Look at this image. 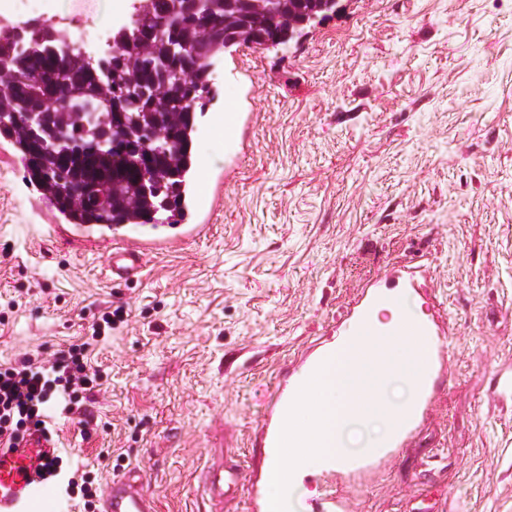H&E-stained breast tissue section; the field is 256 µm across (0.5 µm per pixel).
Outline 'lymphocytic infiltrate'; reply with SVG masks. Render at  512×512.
<instances>
[{
    "label": "lymphocytic infiltrate",
    "mask_w": 512,
    "mask_h": 512,
    "mask_svg": "<svg viewBox=\"0 0 512 512\" xmlns=\"http://www.w3.org/2000/svg\"><path fill=\"white\" fill-rule=\"evenodd\" d=\"M125 305L105 308L91 336L49 356L24 354L0 366V445L17 446L32 430L44 428V409L64 400L69 412L87 414L95 399L96 375L91 359L106 328L125 322ZM62 479L68 499L82 498L83 512H95L98 491L90 473H78L60 449H52L49 462L38 469Z\"/></svg>",
    "instance_id": "lymphocytic-infiltrate-1"
}]
</instances>
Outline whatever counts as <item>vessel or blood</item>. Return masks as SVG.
I'll return each mask as SVG.
<instances>
[{"mask_svg":"<svg viewBox=\"0 0 512 512\" xmlns=\"http://www.w3.org/2000/svg\"><path fill=\"white\" fill-rule=\"evenodd\" d=\"M55 242L64 247L106 248V269L112 284H121L140 276L147 255L176 251L207 236L208 224H55ZM405 290H371L349 312L343 323L347 336H384L388 330L376 322L372 313L377 307L403 311ZM414 340L407 354L418 357L422 373L418 380V401L403 417L401 432L382 441L377 457L389 456L391 449L408 443L417 429L429 418V403L444 373L446 345L440 341L435 318L414 325ZM290 396L273 391L267 412L257 434L267 448L277 445L288 410ZM50 441L45 434L32 432L15 448L0 447V512H69L53 478L36 474ZM265 473L243 470L237 462L208 467L199 477L196 492L209 507L208 512H238L240 492H248L251 512H266ZM100 512H158L157 499L143 470L131 467L113 476L101 502Z\"/></svg>","mask_w":512,"mask_h":512,"instance_id":"b4317fda","label":"vessel or blood"}]
</instances>
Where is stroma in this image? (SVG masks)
<instances>
[{"mask_svg": "<svg viewBox=\"0 0 512 512\" xmlns=\"http://www.w3.org/2000/svg\"><path fill=\"white\" fill-rule=\"evenodd\" d=\"M212 83L209 112L248 115L237 142H194L224 182L213 229L117 287L101 255L56 246L55 207L0 139V364L130 310L97 349L92 424L59 415L56 447L102 484L146 468L159 512H204L196 475L227 452L263 467L269 395L395 273L422 286L410 308L439 305L453 380L408 446L336 488L352 512H512V401L485 400L512 370V0H341L291 46L233 47Z\"/></svg>", "mask_w": 512, "mask_h": 512, "instance_id": "obj_1", "label": "stroma"}]
</instances>
